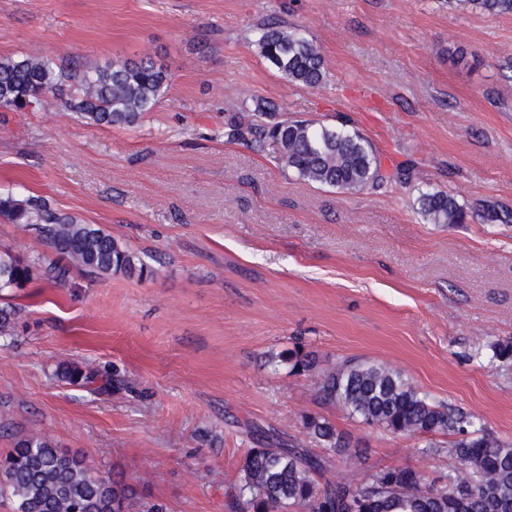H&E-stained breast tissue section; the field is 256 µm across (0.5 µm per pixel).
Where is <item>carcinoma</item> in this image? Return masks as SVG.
Wrapping results in <instances>:
<instances>
[{"label":"carcinoma","instance_id":"carcinoma-1","mask_svg":"<svg viewBox=\"0 0 512 512\" xmlns=\"http://www.w3.org/2000/svg\"><path fill=\"white\" fill-rule=\"evenodd\" d=\"M489 13L512 12V0H466ZM261 56L291 83L319 87L324 58L313 39L286 22L258 27ZM167 70L153 62H114L72 72L46 56L0 60V107L14 112L42 105L51 95L65 109L102 127L139 125L170 86ZM273 100L258 98L247 119L226 136L258 150L271 145L276 165L308 185L358 193L384 185H407L411 172H384L368 139L358 131L281 115ZM420 213L432 224H463L468 212L446 191L423 192ZM0 219L37 234L50 255L44 276L62 279L72 269L90 277L112 274L148 278L155 270L140 253L97 224L53 208L41 198L0 193ZM36 263L0 251V291L24 287ZM274 367L296 374L312 371L313 354L299 348L269 357ZM64 375L90 385L99 372L74 364ZM319 398L339 405L369 427L427 440L454 437L444 486L426 483L414 468L373 469L367 449L336 429L327 418L307 414L305 435L319 445L316 454L259 425L250 428L239 476L226 492L228 512H512V443L491 436L480 419L459 407L436 402L397 369L383 363L345 359L321 374ZM344 463L363 478L323 483L333 463ZM0 491L11 496L15 512H164L160 504L140 509L132 489L102 478L78 454L62 451L40 434L23 435L0 462Z\"/></svg>","mask_w":512,"mask_h":512}]
</instances>
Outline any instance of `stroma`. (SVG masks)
Returning a JSON list of instances; mask_svg holds the SVG:
<instances>
[{
	"label": "stroma",
	"mask_w": 512,
	"mask_h": 512,
	"mask_svg": "<svg viewBox=\"0 0 512 512\" xmlns=\"http://www.w3.org/2000/svg\"><path fill=\"white\" fill-rule=\"evenodd\" d=\"M305 29L318 88L262 58L256 28ZM464 60H457V50ZM38 52L71 70L150 59L171 85L135 128L90 124L46 98L0 111V191L46 198L157 256L147 279L0 291L17 314L0 335V458L25 434L123 475L166 512H226L249 428L305 441L328 417L372 465L444 486L451 439L371 428L316 397V374L267 366L286 348L320 369L346 358L402 371L433 400L512 442V13L447 0H0V58ZM288 117L349 122L409 186L343 193L299 181L225 133L255 98ZM447 191L463 224H430L419 191ZM78 363L126 389L73 384Z\"/></svg>",
	"instance_id": "stroma-1"
}]
</instances>
